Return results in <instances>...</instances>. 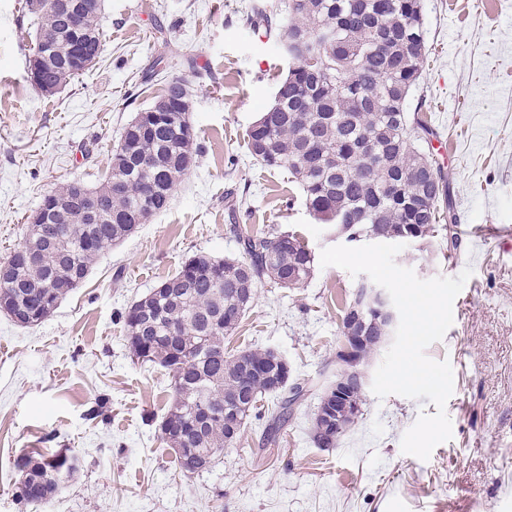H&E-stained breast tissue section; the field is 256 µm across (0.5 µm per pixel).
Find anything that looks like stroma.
I'll use <instances>...</instances> for the list:
<instances>
[{"label":"stroma","instance_id":"1","mask_svg":"<svg viewBox=\"0 0 512 512\" xmlns=\"http://www.w3.org/2000/svg\"><path fill=\"white\" fill-rule=\"evenodd\" d=\"M289 0H104L96 63L52 97L27 79L37 31L25 0H0V259L21 242L43 195L110 174L112 151L136 112L171 78L189 82L200 156L166 210L105 252L46 321L0 314V512H512V243L473 228H512V0H423L428 59L414 95L443 145L459 246L405 244L399 266L419 278L473 274L454 322L425 350L449 361L452 437L428 460L401 450L427 399L366 392L336 447L313 442L317 392L336 374L344 307L365 275L315 266L304 287H259L224 339L233 353L272 348L316 394L276 447L251 418L208 470L184 475L158 425L171 379L137 361L121 315L196 252L239 256L235 229L300 234L314 253L346 242L318 223L283 170L256 163L247 131L273 101L288 60L249 18ZM106 399V418L87 410ZM67 453L79 465L47 504L14 495L24 451Z\"/></svg>","mask_w":512,"mask_h":512}]
</instances>
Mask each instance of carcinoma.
<instances>
[{
    "mask_svg": "<svg viewBox=\"0 0 512 512\" xmlns=\"http://www.w3.org/2000/svg\"><path fill=\"white\" fill-rule=\"evenodd\" d=\"M48 2L26 0V9L39 20L38 32L56 36L35 45L50 63L43 84L32 86L51 96L81 68L69 60L70 27L84 30V57L90 60L102 55L105 35L99 23L103 0H88L83 13L66 19L48 11ZM278 30L292 66L273 104L248 130L252 157L267 169L288 171L313 218L340 224L352 235L372 231L387 240L419 242L444 224L455 225L447 177L431 152L436 133L423 107L410 109L428 52L422 0H291ZM189 95L183 79L163 86L158 99L168 100L167 111L154 121L128 124L101 185L67 182L42 198L46 218L30 225L23 242L0 261V304L24 319L23 326L51 316L98 258L135 232L139 219L168 207L175 185L200 154ZM84 190L98 202L93 217L82 215L77 204ZM234 232L240 256L188 257L123 315L133 357L171 376L159 433L185 476L197 473L195 463L212 465L223 456L248 419L261 413L267 394L279 402L264 441L276 445L281 427L310 392L271 349L224 354V336L241 323L263 281L303 286L313 274L314 253L294 232ZM365 331L359 365L379 347L374 317L365 318ZM326 409L320 400L313 423L319 448L335 447L362 415L357 408L336 426ZM227 413L240 418L232 436ZM17 460L27 481L16 498L27 505L60 491L50 471L75 470L72 455L31 451Z\"/></svg>",
    "mask_w": 512,
    "mask_h": 512,
    "instance_id": "cac0c4a2",
    "label": "carcinoma"
}]
</instances>
